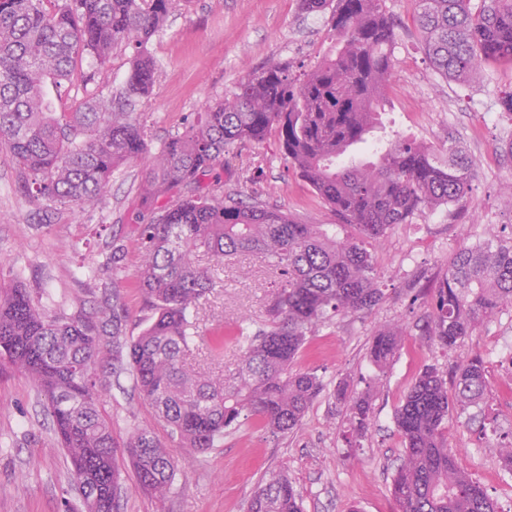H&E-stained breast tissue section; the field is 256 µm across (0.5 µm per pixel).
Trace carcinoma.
<instances>
[{
	"label": "carcinoma",
	"mask_w": 512,
	"mask_h": 512,
	"mask_svg": "<svg viewBox=\"0 0 512 512\" xmlns=\"http://www.w3.org/2000/svg\"><path fill=\"white\" fill-rule=\"evenodd\" d=\"M173 2L0 0V146L26 195L83 210L103 197L118 171L140 162L145 202L171 199L159 216H139L144 251L137 287L151 315L136 336H126L129 312L117 293L125 278L119 239L112 240V301L92 312L53 315L28 289L0 282V361L37 382L83 512H120L121 458L133 464L145 493L164 495L175 473L172 450L153 431L115 440L99 409L103 378L127 377L180 448L204 451L250 421L274 437L296 430L326 388L316 373L296 367L308 337L333 317L368 312L384 298L365 241L429 209L455 215L473 180L459 148H448L441 161L411 136L386 135L395 23L385 0H300L303 13L328 14L330 54L303 73L287 61L249 72L154 144L138 108L156 72L147 46L164 29ZM415 3L421 47L437 72L460 80L484 63L512 65V0ZM123 45L134 48L125 81L57 111L55 99L72 84L78 61L103 65ZM271 137L355 235L340 238L333 224H303L276 206L209 188L224 155ZM201 253L211 264L196 263ZM244 253L263 255L278 272V287L267 326L243 330L236 341V375L214 381L186 367L199 340L194 317L221 283L224 265ZM506 302L512 303V237L478 238L454 254L441 276L427 332L450 350ZM400 336L396 327L373 336L368 388L339 384L333 391L351 419V448L371 427V386L392 364ZM488 387L478 356L451 376L435 365L420 371L394 414L403 442L391 484L397 512H502L445 438L450 415L478 419L468 410L480 407ZM247 512H301L288 476H271Z\"/></svg>",
	"instance_id": "cac0c4a2"
}]
</instances>
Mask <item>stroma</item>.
I'll return each mask as SVG.
<instances>
[{
    "mask_svg": "<svg viewBox=\"0 0 512 512\" xmlns=\"http://www.w3.org/2000/svg\"><path fill=\"white\" fill-rule=\"evenodd\" d=\"M385 6L397 21L384 116L388 130L416 137L440 157L456 144L467 154L475 178L471 199L456 216L442 208L428 211L368 244L383 302L364 315L336 317L299 354V367L326 384L344 381L361 390L372 374L367 353L373 335L386 326L402 328L399 352L374 388L369 437L361 448H348L349 418L327 392L288 435L276 438L246 425L206 451L175 449L177 468L164 498L138 491L131 463L123 462L122 512H245L262 480L278 472L287 474L302 512H395L390 488L402 452L393 420L396 407L424 365L446 371L476 355L483 357L490 383L482 403L486 425L472 426L454 416L445 437L472 479L502 512H512V472L499 458L500 444L512 437V392L504 386L512 378V363L494 354L500 340H512V306L448 352L426 333L430 306L415 296L416 289L442 276L456 251L474 237L512 233V159L497 150L502 139L512 136V115L499 103L500 92L512 88V67L490 63L477 77L446 79L422 51L414 0H385ZM328 47L326 17L303 14L299 0H174L166 26L148 45L157 65L152 93L140 106L148 131L153 140H162L252 69L288 60L300 72ZM132 53L129 47L114 50L101 75L84 64L89 82L75 81L57 100L58 111L69 110L102 80L120 85ZM141 179L142 167L133 163L114 175L94 207L48 209L20 191L11 162L0 153V280L39 292L59 315L93 310L112 292V275L103 266L113 239H122L126 278L120 294L130 312L127 332L137 335L150 316L136 286ZM212 181L237 189L244 201L281 206L304 223L336 225L339 236L352 232L292 173L275 140L225 156ZM277 280L261 255L235 258L222 286L197 315L199 336L233 338L243 320L252 328L264 327ZM100 407L117 441H126L137 428L154 430L163 443L171 441L130 382L109 386ZM69 468L36 382L20 370L1 369L0 512H82Z\"/></svg>",
    "mask_w": 512,
    "mask_h": 512,
    "instance_id": "obj_1",
    "label": "stroma"
}]
</instances>
